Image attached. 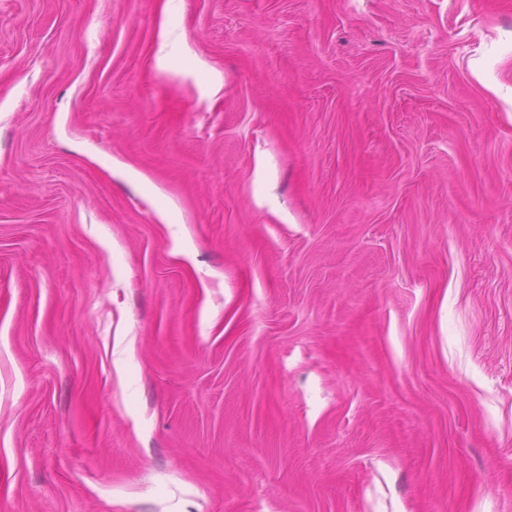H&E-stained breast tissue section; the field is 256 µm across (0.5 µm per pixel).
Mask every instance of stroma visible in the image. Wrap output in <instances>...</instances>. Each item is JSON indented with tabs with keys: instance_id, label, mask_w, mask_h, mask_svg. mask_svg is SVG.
<instances>
[{
	"instance_id": "stroma-1",
	"label": "stroma",
	"mask_w": 512,
	"mask_h": 512,
	"mask_svg": "<svg viewBox=\"0 0 512 512\" xmlns=\"http://www.w3.org/2000/svg\"><path fill=\"white\" fill-rule=\"evenodd\" d=\"M0 512H512V0H0Z\"/></svg>"
}]
</instances>
